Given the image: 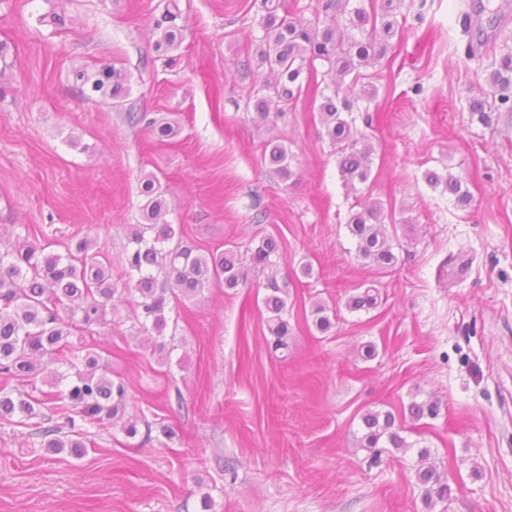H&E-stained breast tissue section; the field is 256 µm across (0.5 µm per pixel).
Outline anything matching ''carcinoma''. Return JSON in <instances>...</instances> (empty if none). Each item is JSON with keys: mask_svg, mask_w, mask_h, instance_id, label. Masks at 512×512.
<instances>
[{"mask_svg": "<svg viewBox=\"0 0 512 512\" xmlns=\"http://www.w3.org/2000/svg\"><path fill=\"white\" fill-rule=\"evenodd\" d=\"M395 0H323L322 12L303 20L282 12L283 0H264V15L259 26L263 36L257 54L258 66L266 72L264 86L273 91L277 103L285 107L309 90L318 94L320 83L315 61L329 66L333 73L327 94H321L318 117L337 157L342 185L356 195L358 186L367 182L372 165L373 147L368 136L356 124L357 115L367 112L375 102L373 75L365 73L385 57L391 41L399 33L394 16ZM175 0H169L161 20L155 25V48L170 52L178 48L181 25ZM487 79L490 93L470 98L466 105L470 120L489 126L499 105L512 101V50L493 59ZM79 91L86 98L123 94L129 77L110 64L92 71L75 73ZM361 90L354 91L355 85ZM264 161L283 179L292 177L291 158L282 144H269ZM425 181L442 187L458 208L469 203V193L453 173L428 171ZM141 192L146 197L144 224H131L124 270L112 277L111 264L100 259L91 240L84 238L63 254L49 252L50 245L19 238L10 249H0V418L35 426V435L45 447L60 453H84L85 443L75 418L89 425L105 420L123 421L121 430L129 437L137 435L138 419L125 417L129 405L127 385L112 378V370L94 349L74 345L68 337L74 333L94 336V328L106 321L114 302L132 297L131 319L137 334L153 348L159 360L171 364L178 348L176 336H165L170 313L214 286L238 287L247 276V268L237 247L200 252L176 236V230L164 216L169 203L158 180L146 175ZM388 213L384 203L369 197H356L351 206L347 228L356 245V256L381 271L393 268L397 258L386 232ZM280 244L265 237L251 250L250 264L270 268L281 258ZM380 293L369 284L350 295L346 307L351 311L370 310L378 304ZM288 288L271 276L265 284L262 305L267 313V329L274 337V349L288 350ZM329 307L317 301L311 315L316 328L325 332L332 326ZM50 386L39 400L21 393L12 382L37 381ZM51 406L64 416L74 436L61 434L52 420L38 410ZM437 404L428 399L413 402L408 413L414 420L436 415ZM363 434L359 448L378 459L384 448L405 450L410 444L395 425L390 412L368 411L361 418ZM427 505L446 502L451 494L448 480L434 465L417 471Z\"/></svg>", "mask_w": 512, "mask_h": 512, "instance_id": "obj_1", "label": "carcinoma"}]
</instances>
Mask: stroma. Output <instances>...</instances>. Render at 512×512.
<instances>
[{
  "mask_svg": "<svg viewBox=\"0 0 512 512\" xmlns=\"http://www.w3.org/2000/svg\"><path fill=\"white\" fill-rule=\"evenodd\" d=\"M167 4L0 0V43L16 60L0 76V237L27 230L59 253L86 237L121 275L151 174L188 245L231 242L246 258L273 235L282 257L180 307L171 366L137 338L129 307L108 316L93 347L125 380L130 413L163 420L172 437L106 424L78 459L0 420V512H512V112L488 128L469 122L464 105L485 74L463 32L471 22L500 51L512 0L472 17L465 0L399 2L400 34L376 66L374 161L361 186L389 210V272L355 254L352 201L317 101L300 96L265 121L253 108L266 77L263 0H177L181 45L161 54L152 28ZM104 63L130 77L122 100L85 99L73 82ZM154 120L173 134L157 138ZM271 141L288 148L292 178L265 164ZM429 170L459 176L470 206L431 188ZM272 275L288 285L285 354L257 303ZM364 284L379 289L377 307L349 311ZM318 300L336 311L325 334L312 324ZM428 398L437 415L409 418V404ZM371 409L391 411L410 444L377 464L356 443ZM421 448L451 488L431 510L416 481Z\"/></svg>",
  "mask_w": 512,
  "mask_h": 512,
  "instance_id": "35a3bbf8",
  "label": "stroma"
}]
</instances>
